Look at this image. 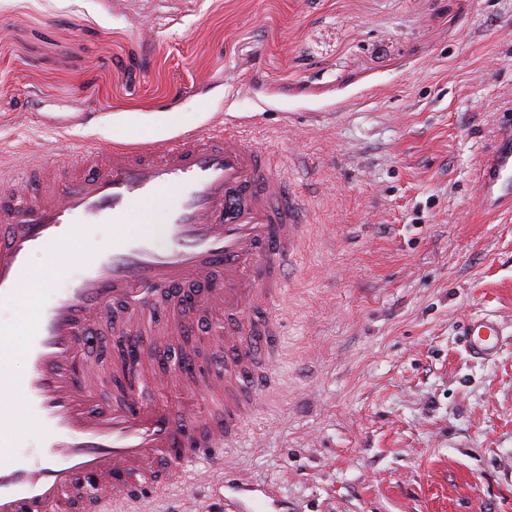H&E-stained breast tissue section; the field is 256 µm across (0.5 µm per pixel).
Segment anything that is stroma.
<instances>
[{"label": "stroma", "instance_id": "obj_1", "mask_svg": "<svg viewBox=\"0 0 512 512\" xmlns=\"http://www.w3.org/2000/svg\"><path fill=\"white\" fill-rule=\"evenodd\" d=\"M1 28V172L221 120L305 192L283 389L228 454L261 512H512V207L476 196L512 0H0ZM150 508L225 512L195 482ZM500 336L496 323L489 317L472 320L465 334L468 353L477 359H489L498 351Z\"/></svg>", "mask_w": 512, "mask_h": 512}]
</instances>
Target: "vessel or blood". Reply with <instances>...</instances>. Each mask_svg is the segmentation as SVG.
Segmentation results:
<instances>
[{"label": "vessel or blood", "mask_w": 512, "mask_h": 512, "mask_svg": "<svg viewBox=\"0 0 512 512\" xmlns=\"http://www.w3.org/2000/svg\"><path fill=\"white\" fill-rule=\"evenodd\" d=\"M0 190V305L31 300L22 278L33 255L63 247L80 224H108L112 246L81 261L52 302L38 305L26 331L23 379L9 371L0 342V389L19 392L23 417L46 436L39 460L0 456V512H145L157 493L185 484L204 461L207 482L230 491V512H253L227 452L245 436L258 394L275 387L282 318L278 306L306 240L305 203L254 138L223 122L174 140L86 144L67 157L56 181L35 187L27 174ZM512 180V151L493 148L478 189L495 202ZM165 203V248L154 244L153 211ZM165 288L168 319H150L152 287ZM140 347L149 363L172 336L203 326L202 374L139 375L108 400L110 371L90 355L98 324ZM493 320L470 322L468 353L498 351ZM178 388L196 407L150 400Z\"/></svg>", "instance_id": "1"}]
</instances>
